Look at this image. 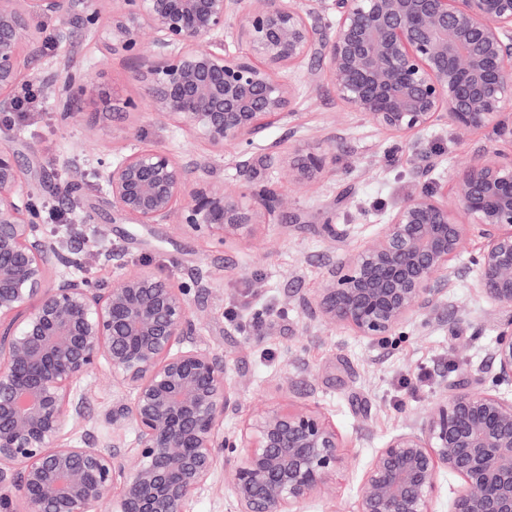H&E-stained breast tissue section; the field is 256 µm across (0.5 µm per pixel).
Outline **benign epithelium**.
Returning <instances> with one entry per match:
<instances>
[{
  "instance_id": "obj_1",
  "label": "benign epithelium",
  "mask_w": 512,
  "mask_h": 512,
  "mask_svg": "<svg viewBox=\"0 0 512 512\" xmlns=\"http://www.w3.org/2000/svg\"><path fill=\"white\" fill-rule=\"evenodd\" d=\"M99 0L0 3V104L39 52L38 23L74 11L106 49L141 58L150 110L218 153L252 145L270 121L295 116L294 77L325 69L338 100L377 129L408 139L442 122L493 128L512 110V0ZM332 12L335 21L327 18ZM232 28L248 52L224 44ZM57 119L80 102L102 113L122 103L77 74L54 88ZM333 149L284 158L299 182L322 177ZM97 176L112 211L132 224L178 218L220 244L248 239L287 206L248 183L224 191L205 160L128 144ZM452 196L419 192L380 231L328 264L322 288L301 299L311 318L367 339L394 336L433 312L458 275L467 235L475 288L512 311V153L487 152L452 175ZM79 250L44 232L17 155L0 147V512H185L209 488L219 460L236 512H303L336 490V427L310 404L267 407L232 432L237 411L224 355L195 337L190 294L145 267L125 271L102 254L112 284L75 274ZM492 386L456 388L417 424L386 440L367 464L355 512H435L440 476L460 486L448 512H512V316L491 353ZM106 366L128 399L112 409V436L84 428L78 382ZM135 439L123 440L127 428Z\"/></svg>"
}]
</instances>
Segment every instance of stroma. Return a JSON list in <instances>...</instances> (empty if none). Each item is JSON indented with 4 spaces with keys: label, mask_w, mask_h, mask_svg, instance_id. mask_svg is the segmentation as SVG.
<instances>
[{
    "label": "stroma",
    "mask_w": 512,
    "mask_h": 512,
    "mask_svg": "<svg viewBox=\"0 0 512 512\" xmlns=\"http://www.w3.org/2000/svg\"><path fill=\"white\" fill-rule=\"evenodd\" d=\"M39 38L42 52L31 64L41 88L39 107L25 116L0 109V145L17 153L40 210L60 214L57 222L43 218L48 236L67 237L73 245L99 236L124 254L127 271L146 265L178 283L199 271L211 273L212 287L191 297L192 318L199 343L223 353L238 392L239 410L225 418V430L265 407L290 400L316 404L340 436L342 465L335 496L315 498L306 510L353 512L363 468L376 448L413 426L448 394L450 384L478 387V373L491 368L501 316L471 286V260L482 241L473 235L464 239L454 260L460 275L441 309L430 319L412 321L397 336L372 341L310 320L298 299L315 295L329 261L378 232L386 214L408 197L445 191L464 162L512 145L490 128L459 134L449 126L404 143L344 107L321 71L316 88L301 91L295 117L272 121L247 148L249 168L243 173L232 151L215 153L153 116L136 77L138 60L107 53L79 19L64 25L44 18ZM70 72L119 100L138 101L139 109L98 117L86 103L70 125H60L47 87ZM128 139L178 156L209 158L225 190L252 177L276 189L288 205L273 226L224 247L175 222L127 223L113 215L92 170ZM318 146L333 147L335 164L315 181L296 183L284 155ZM330 208L336 211L333 237L321 222ZM294 214L301 223L291 222ZM80 388L86 395V428L107 434L105 417L125 400L123 387L102 369L84 377Z\"/></svg>",
    "instance_id": "35a3bbf8"
}]
</instances>
